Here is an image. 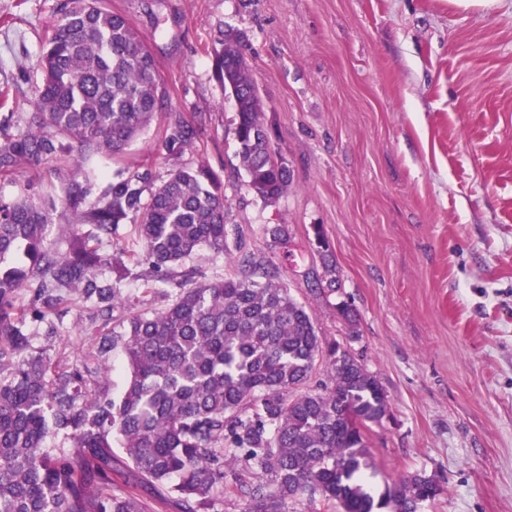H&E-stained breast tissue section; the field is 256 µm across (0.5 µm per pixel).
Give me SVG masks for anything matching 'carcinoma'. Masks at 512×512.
<instances>
[{
	"label": "carcinoma",
	"mask_w": 512,
	"mask_h": 512,
	"mask_svg": "<svg viewBox=\"0 0 512 512\" xmlns=\"http://www.w3.org/2000/svg\"><path fill=\"white\" fill-rule=\"evenodd\" d=\"M33 130L0 147V168L21 157L126 149L152 123L163 98L155 60L138 31L104 0H64L39 55ZM224 88L237 100L238 155L247 185L274 204L288 187L276 159L252 67L229 34L218 58ZM140 177L121 179L69 225V252L45 246L52 201L0 200V512H210L224 494L245 512H290L303 499L343 512H419L443 488L432 475H403L379 497L366 431L390 415L376 375L350 354L323 347L314 319L279 271L251 256L241 272L184 283L159 312L111 327L121 289L96 273L103 258L80 225L105 236L130 215L157 275H168L201 248L228 249L223 183L209 168L180 169L142 200ZM28 267H4L18 248ZM318 292L341 288L325 258ZM43 319L80 299L95 310L97 342L70 364L31 347L15 308L19 289ZM125 352L118 399L104 383L108 354ZM326 379L304 390L318 358ZM63 433L71 447H45ZM118 441L126 457L113 450Z\"/></svg>",
	"instance_id": "cac0c4a2"
}]
</instances>
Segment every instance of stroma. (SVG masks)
<instances>
[{
  "mask_svg": "<svg viewBox=\"0 0 512 512\" xmlns=\"http://www.w3.org/2000/svg\"><path fill=\"white\" fill-rule=\"evenodd\" d=\"M62 0H0V146L24 136L37 60ZM139 30L165 91L152 125L120 156L60 150L0 172V198L53 196L48 249L67 253L68 203L85 168L93 203L114 181L145 189L207 166L224 184L237 251L203 248L159 280L129 217L111 237L82 226L100 254L122 252L125 304L113 321L158 310L183 270L221 279L240 253L277 267L324 345L362 358L392 420L369 430L375 494L406 472L443 492L422 512H512V0L462 9L451 0H107ZM241 38L261 119L288 169L265 204L247 186L235 103L217 74L224 37ZM190 145L170 144L176 126ZM286 225L290 244L272 238ZM321 226L342 281L314 293ZM348 301L357 325L337 314ZM91 310L67 303L26 319L33 347L66 360L89 348ZM57 334H50V327Z\"/></svg>",
  "mask_w": 512,
  "mask_h": 512,
  "instance_id": "obj_1",
  "label": "stroma"
}]
</instances>
